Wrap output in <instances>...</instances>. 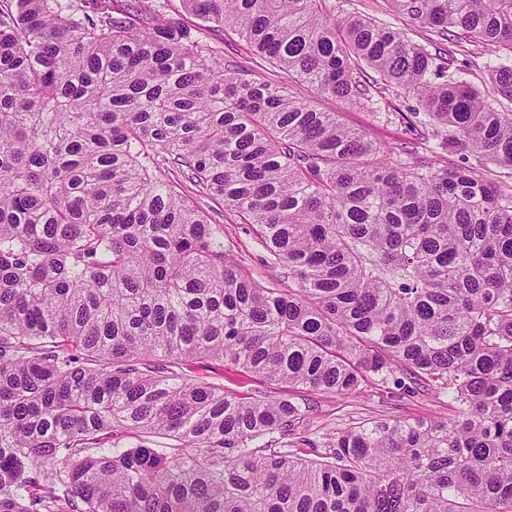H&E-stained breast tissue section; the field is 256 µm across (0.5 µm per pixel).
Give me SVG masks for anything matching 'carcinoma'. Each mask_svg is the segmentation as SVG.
Masks as SVG:
<instances>
[{"label": "carcinoma", "mask_w": 512, "mask_h": 512, "mask_svg": "<svg viewBox=\"0 0 512 512\" xmlns=\"http://www.w3.org/2000/svg\"><path fill=\"white\" fill-rule=\"evenodd\" d=\"M182 2L199 27L0 0V512H512V63L430 79L444 41L512 56V0H389L432 51L325 0ZM226 30L275 78L225 63ZM391 91L416 102L395 158L314 105ZM369 380L448 418L298 431L294 394ZM246 227L247 224H242L236 213L224 210V247L245 258V270L255 279L275 278L281 270L261 263L259 256L264 253Z\"/></svg>", "instance_id": "cac0c4a2"}]
</instances>
